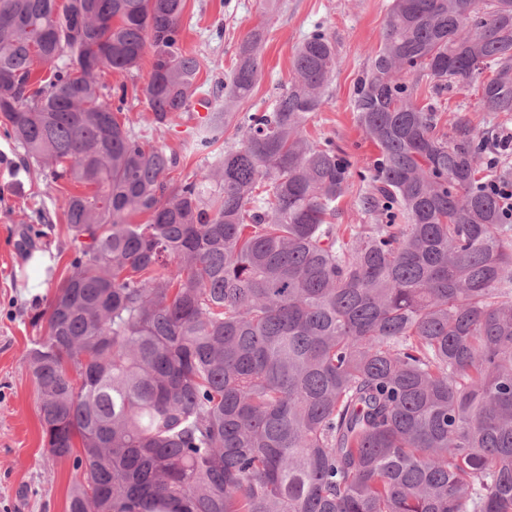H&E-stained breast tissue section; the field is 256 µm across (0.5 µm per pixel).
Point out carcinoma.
Listing matches in <instances>:
<instances>
[{
  "label": "carcinoma",
  "instance_id": "1",
  "mask_svg": "<svg viewBox=\"0 0 512 512\" xmlns=\"http://www.w3.org/2000/svg\"><path fill=\"white\" fill-rule=\"evenodd\" d=\"M184 7L0 0V123L87 189L25 353L45 446L82 471L69 512H512V235L485 143L436 133L419 93L475 83L480 111L512 112V0H391L354 100L374 223L347 237L349 163L306 135L336 71L323 31L242 118L266 32L241 41L193 136L223 148L189 178L123 116L124 85L102 99L149 48L151 131L191 110Z\"/></svg>",
  "mask_w": 512,
  "mask_h": 512
}]
</instances>
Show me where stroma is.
Returning <instances> with one entry per match:
<instances>
[{"mask_svg":"<svg viewBox=\"0 0 512 512\" xmlns=\"http://www.w3.org/2000/svg\"><path fill=\"white\" fill-rule=\"evenodd\" d=\"M391 0H278L266 12L262 0H186L181 17L186 51L202 62L199 81L213 105L224 102L213 90L216 78L234 65L236 50L252 29L268 35L261 48V77L238 112H262L272 102L277 83L292 78L297 46L313 31L327 34L336 46V72L325 102L309 122L310 139L335 142L350 164V184L336 209L338 224H365L369 218L361 198L380 154L354 110L359 79L370 66ZM152 57L125 75H106L104 96L117 85L127 89L125 113L136 127L146 125L149 110L142 95ZM476 87L453 88L433 95L441 113L466 120L476 136L499 140L512 133V112L496 114L475 108ZM200 121L196 112L183 114L160 138L166 149L179 152L182 176L211 164L212 158L187 150ZM76 187L53 180L0 129V512H67L69 493L79 480L70 460L54 457L43 445L38 420L37 387L24 353L39 336L32 316L47 307L74 256L72 234L61 203Z\"/></svg>","mask_w":512,"mask_h":512,"instance_id":"1","label":"stroma"}]
</instances>
